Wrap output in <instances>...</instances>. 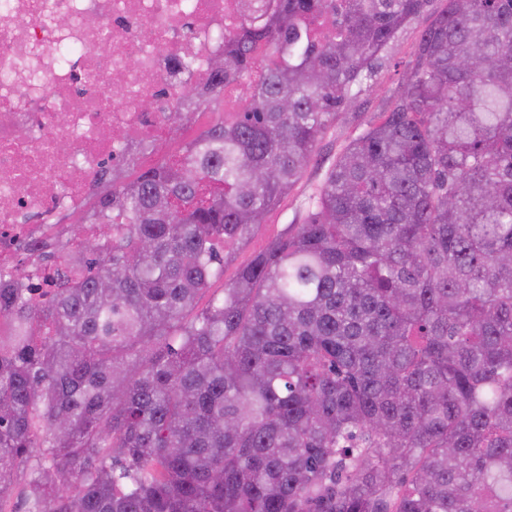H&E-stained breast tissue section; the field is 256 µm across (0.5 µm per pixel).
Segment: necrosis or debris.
<instances>
[{
  "instance_id": "necrosis-or-debris-1",
  "label": "necrosis or debris",
  "mask_w": 512,
  "mask_h": 512,
  "mask_svg": "<svg viewBox=\"0 0 512 512\" xmlns=\"http://www.w3.org/2000/svg\"><path fill=\"white\" fill-rule=\"evenodd\" d=\"M237 14L238 0H0V268L35 238L77 247L55 216L102 191L108 158L170 138L173 63L204 84Z\"/></svg>"
}]
</instances>
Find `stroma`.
<instances>
[{"instance_id":"1","label":"stroma","mask_w":512,"mask_h":512,"mask_svg":"<svg viewBox=\"0 0 512 512\" xmlns=\"http://www.w3.org/2000/svg\"><path fill=\"white\" fill-rule=\"evenodd\" d=\"M423 22L404 28L385 52L382 68L371 83L369 91L360 96L361 112L356 117H343L322 134L307 170L293 192L284 199L279 208L269 212L263 224L239 245L224 253V274L214 279L200 298L199 307H206L216 297L222 296L225 284L230 283L238 270L263 251L268 243L280 236L293 216L298 213L302 199L307 197L324 178L337 154L349 140L366 125L375 120L384 100L397 85V73L413 60L416 44L423 29Z\"/></svg>"}]
</instances>
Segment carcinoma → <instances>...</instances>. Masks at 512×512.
<instances>
[{
  "label": "carcinoma",
  "instance_id": "1",
  "mask_svg": "<svg viewBox=\"0 0 512 512\" xmlns=\"http://www.w3.org/2000/svg\"><path fill=\"white\" fill-rule=\"evenodd\" d=\"M430 0H246L247 107L0 270V512H512V0H445L377 119L195 312ZM333 18L320 40L310 25ZM274 60L253 80L256 53Z\"/></svg>",
  "mask_w": 512,
  "mask_h": 512
}]
</instances>
